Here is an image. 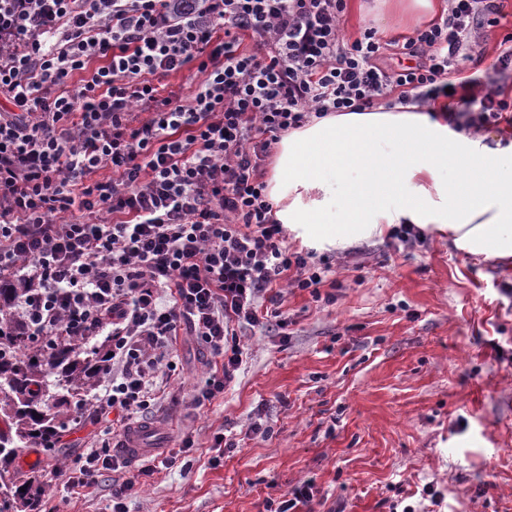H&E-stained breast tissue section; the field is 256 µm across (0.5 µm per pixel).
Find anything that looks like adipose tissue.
I'll use <instances>...</instances> for the list:
<instances>
[{"instance_id":"ef3b65f1","label":"adipose tissue","mask_w":512,"mask_h":512,"mask_svg":"<svg viewBox=\"0 0 512 512\" xmlns=\"http://www.w3.org/2000/svg\"><path fill=\"white\" fill-rule=\"evenodd\" d=\"M267 185L281 224L316 246L434 225L512 257V145L456 132L443 102L314 120L282 138Z\"/></svg>"}]
</instances>
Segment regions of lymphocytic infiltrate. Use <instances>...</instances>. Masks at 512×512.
<instances>
[{"label": "lymphocytic infiltrate", "instance_id": "1", "mask_svg": "<svg viewBox=\"0 0 512 512\" xmlns=\"http://www.w3.org/2000/svg\"><path fill=\"white\" fill-rule=\"evenodd\" d=\"M346 0H0V283L20 288L23 335L111 342L76 419L102 430L68 486L128 469L122 433L158 418L180 333L206 348L190 404L223 395L243 363L238 328L285 335L283 286L318 291L327 268L288 249L266 195L284 135L331 112L432 103L500 26L496 0H448L383 59L374 27L345 41ZM188 72L189 98L164 77ZM195 446L145 456L112 485L128 512L140 478Z\"/></svg>", "mask_w": 512, "mask_h": 512}]
</instances>
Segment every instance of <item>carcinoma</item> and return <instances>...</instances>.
I'll return each instance as SVG.
<instances>
[{
    "instance_id": "1",
    "label": "carcinoma",
    "mask_w": 512,
    "mask_h": 512,
    "mask_svg": "<svg viewBox=\"0 0 512 512\" xmlns=\"http://www.w3.org/2000/svg\"><path fill=\"white\" fill-rule=\"evenodd\" d=\"M20 292L0 286V512H36L42 487L34 477L17 482V449L61 436L108 359L107 345L88 346L65 336L50 346L24 344L14 335L11 314Z\"/></svg>"
}]
</instances>
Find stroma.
Wrapping results in <instances>:
<instances>
[{
    "label": "stroma",
    "mask_w": 512,
    "mask_h": 512,
    "mask_svg": "<svg viewBox=\"0 0 512 512\" xmlns=\"http://www.w3.org/2000/svg\"><path fill=\"white\" fill-rule=\"evenodd\" d=\"M502 5L500 27L479 35L482 58L456 75L480 78L469 113L487 91L512 98V74L495 67L512 31V0ZM288 246L328 267L320 298L289 289L287 337L239 330L241 369L196 410L206 352L179 337L171 419L150 445L169 451L191 429V464L147 478L129 512H263L306 482L315 512H512V259L458 249L429 226L406 241L388 232L311 250L292 235ZM95 432L72 422L57 450L19 448L43 512H111L110 486L72 490L57 474ZM217 432L231 452L214 449Z\"/></svg>",
    "instance_id": "obj_1"
}]
</instances>
